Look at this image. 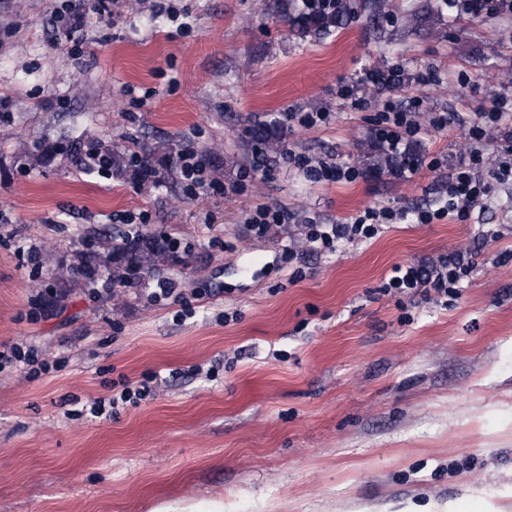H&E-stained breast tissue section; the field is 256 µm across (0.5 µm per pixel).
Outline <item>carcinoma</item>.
Listing matches in <instances>:
<instances>
[{
    "instance_id": "obj_1",
    "label": "carcinoma",
    "mask_w": 512,
    "mask_h": 512,
    "mask_svg": "<svg viewBox=\"0 0 512 512\" xmlns=\"http://www.w3.org/2000/svg\"><path fill=\"white\" fill-rule=\"evenodd\" d=\"M305 9L295 16L288 15V0H280L277 9L287 18L291 30L301 37L326 34L338 29L358 14L362 8L360 0H333L326 5L316 0H306ZM255 156L264 163L276 161L284 153L282 126L276 122L261 121L251 130ZM174 148L162 145L144 149L135 145V149L100 152L98 167H109L118 177L127 178L135 183L158 182L161 175L170 173L173 165ZM107 250L105 268L112 285L127 287L140 281L163 274L165 262L173 254L174 243L171 239H158L142 233L138 229L118 232L103 242Z\"/></svg>"
}]
</instances>
